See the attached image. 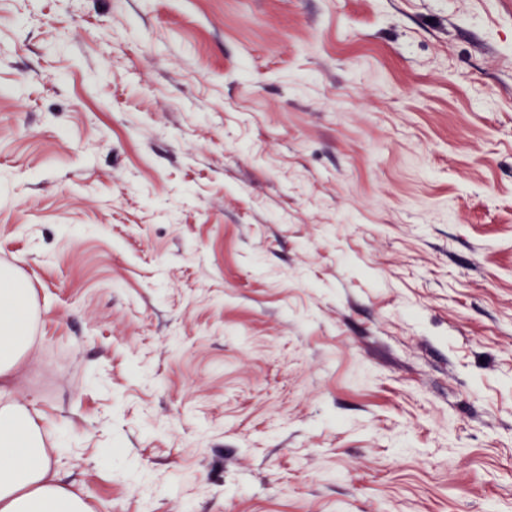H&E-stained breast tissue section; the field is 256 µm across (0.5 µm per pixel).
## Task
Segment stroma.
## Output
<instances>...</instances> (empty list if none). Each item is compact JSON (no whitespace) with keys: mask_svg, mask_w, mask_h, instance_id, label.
<instances>
[{"mask_svg":"<svg viewBox=\"0 0 512 512\" xmlns=\"http://www.w3.org/2000/svg\"><path fill=\"white\" fill-rule=\"evenodd\" d=\"M1 267L96 512H512V0H0Z\"/></svg>","mask_w":512,"mask_h":512,"instance_id":"obj_1","label":"stroma"}]
</instances>
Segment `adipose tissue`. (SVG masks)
Segmentation results:
<instances>
[{"label": "adipose tissue", "mask_w": 512, "mask_h": 512, "mask_svg": "<svg viewBox=\"0 0 512 512\" xmlns=\"http://www.w3.org/2000/svg\"><path fill=\"white\" fill-rule=\"evenodd\" d=\"M33 303L16 272L0 269V378L8 379L31 344ZM0 512H93L59 480L42 429L22 404L0 405Z\"/></svg>", "instance_id": "ef3b65f1"}]
</instances>
